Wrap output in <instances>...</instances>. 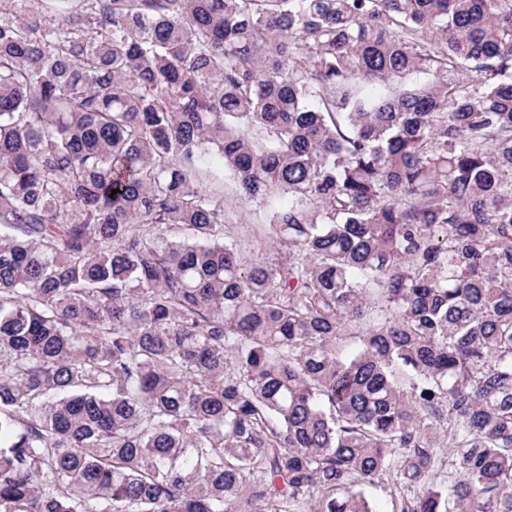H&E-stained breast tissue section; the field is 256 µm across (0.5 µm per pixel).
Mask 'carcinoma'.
Wrapping results in <instances>:
<instances>
[{
  "mask_svg": "<svg viewBox=\"0 0 512 512\" xmlns=\"http://www.w3.org/2000/svg\"><path fill=\"white\" fill-rule=\"evenodd\" d=\"M385 482L512 512V0H4L0 512Z\"/></svg>",
  "mask_w": 512,
  "mask_h": 512,
  "instance_id": "obj_1",
  "label": "carcinoma"
}]
</instances>
